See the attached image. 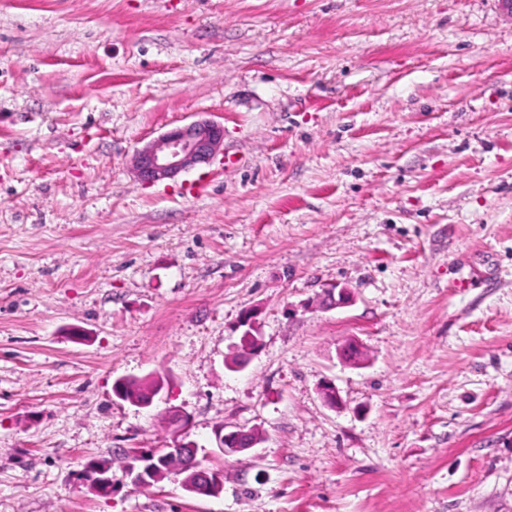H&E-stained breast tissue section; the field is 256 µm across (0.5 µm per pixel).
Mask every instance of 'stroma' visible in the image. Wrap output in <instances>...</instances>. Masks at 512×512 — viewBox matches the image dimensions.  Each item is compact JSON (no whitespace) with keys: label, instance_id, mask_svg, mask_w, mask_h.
Wrapping results in <instances>:
<instances>
[{"label":"stroma","instance_id":"obj_1","mask_svg":"<svg viewBox=\"0 0 512 512\" xmlns=\"http://www.w3.org/2000/svg\"><path fill=\"white\" fill-rule=\"evenodd\" d=\"M201 119L222 154L134 177ZM170 407L220 495L128 476ZM0 512H512L501 0H0ZM224 145V127L211 120L176 127L135 153L132 171L145 184L172 179L208 164ZM127 385L132 395L129 397L128 402L142 409L150 408L155 404L156 401H161L162 393L166 386V384L161 381L160 384L151 392L149 397L146 400H142L135 397L145 396L149 391L150 385L147 382L141 380H128ZM216 447L223 454H235L248 451L258 443L251 438L250 432L242 429H236L228 433L223 432V429L215 432Z\"/></svg>","mask_w":512,"mask_h":512}]
</instances>
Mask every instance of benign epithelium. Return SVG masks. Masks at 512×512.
<instances>
[{"mask_svg":"<svg viewBox=\"0 0 512 512\" xmlns=\"http://www.w3.org/2000/svg\"><path fill=\"white\" fill-rule=\"evenodd\" d=\"M224 145V126L211 120L195 121L188 125L176 127L150 141L134 156L132 171L145 184H154L172 179L182 172L196 166L209 163ZM354 301V294L348 288L329 290L325 295L324 306L327 308L344 307ZM216 447L224 454L248 451L257 442L250 433L236 429L228 433L223 430L215 432ZM155 453L143 454V460L135 466L132 481L137 484H152L155 478ZM198 475L207 484V492L213 496L222 493V477L205 468L198 470ZM97 494L106 495L112 491L111 477L108 470L99 468L91 484Z\"/></svg>","mask_w":512,"mask_h":512,"instance_id":"1","label":"benign epithelium"}]
</instances>
